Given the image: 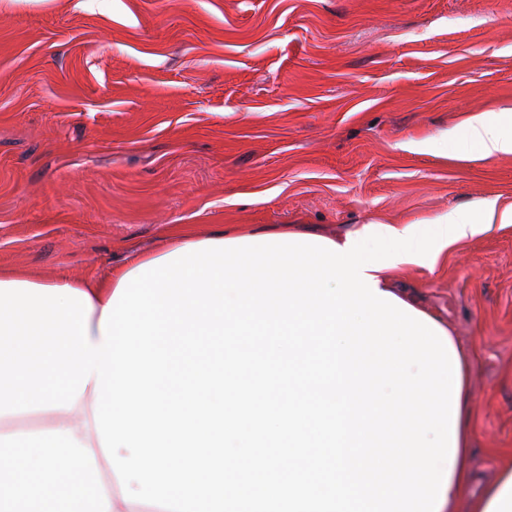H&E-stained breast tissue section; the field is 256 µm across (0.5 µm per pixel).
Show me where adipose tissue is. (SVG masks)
<instances>
[{
	"mask_svg": "<svg viewBox=\"0 0 512 512\" xmlns=\"http://www.w3.org/2000/svg\"><path fill=\"white\" fill-rule=\"evenodd\" d=\"M460 135L467 145L468 161L512 155V109L482 112L463 121ZM146 256L130 254L104 280H74L71 288L85 292L92 311L87 320L92 345L103 341L101 319L121 278L147 264ZM95 385L87 383L72 409L43 412V424L34 431L0 430V512H59L60 500H68L70 512H141L138 503L124 501L116 476L100 446L95 429ZM468 388H459L456 419V451L444 503L439 512H512V457L501 462L495 481L471 495L473 474L470 433L466 413ZM95 483L93 500H86L84 486Z\"/></svg>",
	"mask_w": 512,
	"mask_h": 512,
	"instance_id": "adipose-tissue-1",
	"label": "adipose tissue"
}]
</instances>
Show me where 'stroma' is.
<instances>
[{"mask_svg":"<svg viewBox=\"0 0 512 512\" xmlns=\"http://www.w3.org/2000/svg\"><path fill=\"white\" fill-rule=\"evenodd\" d=\"M512 0H0V268L103 278L221 230L339 236L512 204ZM474 355L471 466L512 453V223L394 270ZM460 135L467 144L465 160L512 155V109L474 114L462 122Z\"/></svg>","mask_w":512,"mask_h":512,"instance_id":"obj_1","label":"stroma"}]
</instances>
